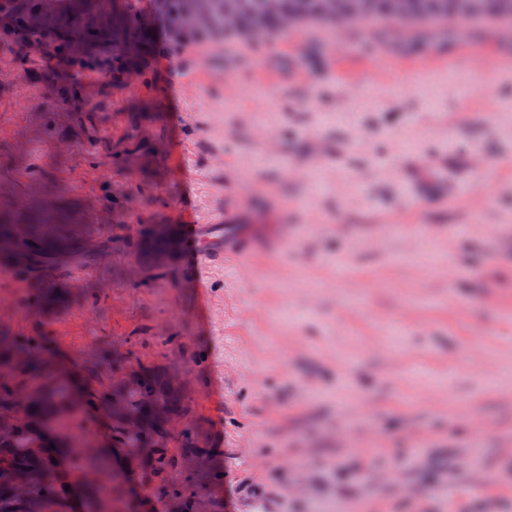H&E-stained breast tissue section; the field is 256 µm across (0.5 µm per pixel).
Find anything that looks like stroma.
I'll return each mask as SVG.
<instances>
[{
	"label": "stroma",
	"instance_id": "stroma-1",
	"mask_svg": "<svg viewBox=\"0 0 512 512\" xmlns=\"http://www.w3.org/2000/svg\"><path fill=\"white\" fill-rule=\"evenodd\" d=\"M133 85L0 14V213L83 238L37 280L0 265V327L57 377L182 376L208 456L122 462L119 512H512V44L497 19L310 21L206 45L159 0ZM482 69H473L471 58ZM487 165L472 170L473 155ZM190 166L194 181L181 175ZM256 228L248 261L136 251L145 224Z\"/></svg>",
	"mask_w": 512,
	"mask_h": 512
}]
</instances>
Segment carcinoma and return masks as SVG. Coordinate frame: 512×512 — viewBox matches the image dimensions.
<instances>
[{"mask_svg":"<svg viewBox=\"0 0 512 512\" xmlns=\"http://www.w3.org/2000/svg\"><path fill=\"white\" fill-rule=\"evenodd\" d=\"M17 4L16 33L42 38L48 33L81 43L98 41L112 46V79L120 80L136 63L123 48L128 43L146 50L152 24L139 8L141 0H74L65 26L48 30L52 19L43 9L29 13L25 0ZM198 0H165L169 23L182 28V18ZM212 15L211 24L192 35L205 40L215 31H225L224 17L238 15L242 27L235 33L265 38L274 32L296 29L307 20H358L378 17H411L418 21L449 16H498L512 18V0H206ZM182 237L180 227L170 234L138 239L143 261L156 254H173ZM10 248L0 250V257L12 258L20 272L35 277L63 252H80L82 241L53 235L33 239L19 224H10L0 216V241ZM42 346L22 342L0 330V369L16 372L17 382L0 385V423L11 424L13 433L0 438V467L11 470L15 478L28 485L29 491L19 495L10 482L0 483V512H73L67 485L83 487L88 498L97 504L98 512H112V464L85 447L80 437L69 430L65 408L71 395L59 386L53 372L41 356ZM26 389L31 396L27 406H15L16 387ZM120 401L141 421V429L128 432L122 421L112 425L111 440L124 449L127 459L156 474L171 466L164 448L158 443L170 436L166 421L157 418L154 407L163 404L174 412L182 409L183 390L170 383L168 377L150 366L138 368L136 383L118 382L110 390L88 387L83 401L87 408L112 417V401ZM56 448L49 453L48 447ZM69 459L67 474L57 468L59 456Z\"/></svg>","mask_w":512,"mask_h":512,"instance_id":"obj_1","label":"carcinoma"}]
</instances>
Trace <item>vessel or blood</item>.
Masks as SVG:
<instances>
[{
	"mask_svg": "<svg viewBox=\"0 0 512 512\" xmlns=\"http://www.w3.org/2000/svg\"><path fill=\"white\" fill-rule=\"evenodd\" d=\"M184 235L190 244L187 261L195 286L203 284V269L223 263L224 259H246L253 240L250 225L239 223L236 214H225L212 224H189Z\"/></svg>",
	"mask_w": 512,
	"mask_h": 512,
	"instance_id": "b4317fda",
	"label": "vessel or blood"
}]
</instances>
